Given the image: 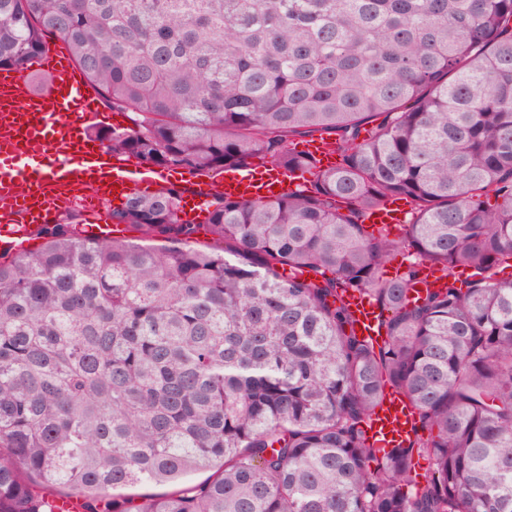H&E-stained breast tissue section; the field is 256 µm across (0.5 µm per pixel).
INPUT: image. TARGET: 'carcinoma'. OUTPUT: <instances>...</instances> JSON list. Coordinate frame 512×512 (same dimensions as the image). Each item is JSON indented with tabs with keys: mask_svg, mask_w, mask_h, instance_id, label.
Returning a JSON list of instances; mask_svg holds the SVG:
<instances>
[{
	"mask_svg": "<svg viewBox=\"0 0 512 512\" xmlns=\"http://www.w3.org/2000/svg\"><path fill=\"white\" fill-rule=\"evenodd\" d=\"M49 36L137 114L90 131L112 153L310 179L214 193L200 224L136 193L108 217L139 243L74 213L0 251V512H512V0H0V68ZM307 132L335 168L289 147ZM394 198L397 237L364 222ZM390 390L415 429L384 450ZM146 484L169 491L122 493ZM353 316L356 319L355 331L356 333L366 339L381 340L378 336L380 334V320L378 310L366 298L359 297L358 295L347 298Z\"/></svg>",
	"mask_w": 512,
	"mask_h": 512,
	"instance_id": "carcinoma-1",
	"label": "carcinoma"
}]
</instances>
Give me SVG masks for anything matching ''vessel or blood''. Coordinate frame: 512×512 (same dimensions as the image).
Returning <instances> with one entry per match:
<instances>
[{
    "mask_svg": "<svg viewBox=\"0 0 512 512\" xmlns=\"http://www.w3.org/2000/svg\"><path fill=\"white\" fill-rule=\"evenodd\" d=\"M40 70L48 76L45 88L32 90L26 77L12 69L0 70V249L24 247L40 225L57 220L78 189H86L90 218L85 231L94 235L124 233L109 224L106 208L114 198H124L144 188H163L168 178L158 171L113 155L85 127L99 111L92 87L82 73L58 52L43 54ZM295 176L279 170L228 168L191 184L180 202L183 221H195L213 189L231 200H263L276 193L296 190ZM408 205L391 200L371 213L368 223L398 229ZM356 333L377 339L380 320L376 307L359 296L349 299ZM414 425L407 401L394 395L378 408L370 437L378 446L406 444Z\"/></svg>",
    "mask_w": 512,
    "mask_h": 512,
    "instance_id": "vessel-or-blood-1",
    "label": "vessel or blood"
}]
</instances>
